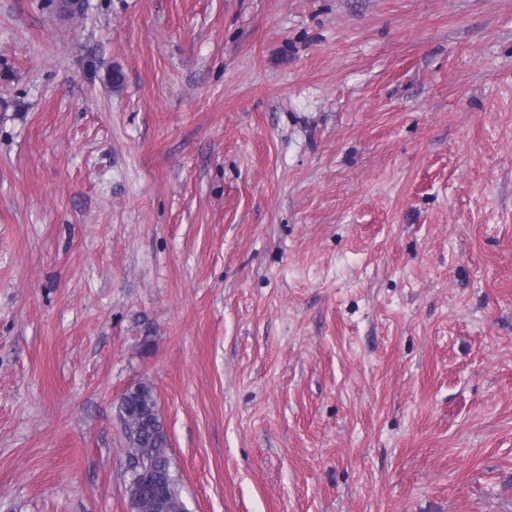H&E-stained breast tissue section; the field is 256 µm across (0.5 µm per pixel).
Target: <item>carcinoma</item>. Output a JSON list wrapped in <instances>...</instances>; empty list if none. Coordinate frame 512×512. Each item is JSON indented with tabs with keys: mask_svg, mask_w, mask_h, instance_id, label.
<instances>
[{
	"mask_svg": "<svg viewBox=\"0 0 512 512\" xmlns=\"http://www.w3.org/2000/svg\"><path fill=\"white\" fill-rule=\"evenodd\" d=\"M140 394L119 419L128 458V473L134 475L139 463L155 469L156 481L148 491L138 493L132 512H157L154 493L166 495L168 512H187L179 489V475L173 468L167 434L161 432L160 418L150 415L156 407L153 389L139 385Z\"/></svg>",
	"mask_w": 512,
	"mask_h": 512,
	"instance_id": "1",
	"label": "carcinoma"
}]
</instances>
